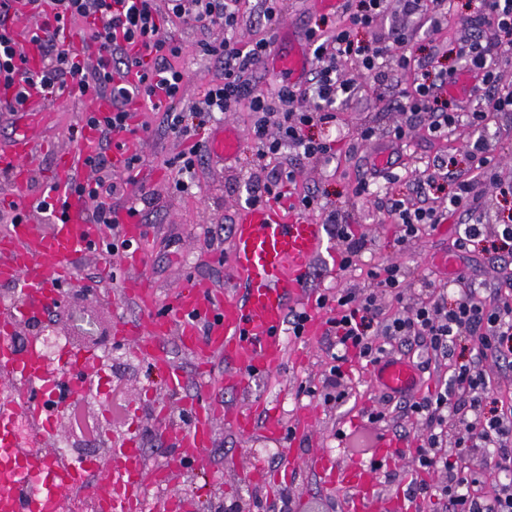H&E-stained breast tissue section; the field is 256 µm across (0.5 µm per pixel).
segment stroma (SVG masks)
I'll return each instance as SVG.
<instances>
[{"mask_svg": "<svg viewBox=\"0 0 512 512\" xmlns=\"http://www.w3.org/2000/svg\"><path fill=\"white\" fill-rule=\"evenodd\" d=\"M475 0H452L448 23L435 40H419L414 48L418 56H427L438 49L440 62L449 67L456 61L455 52L464 31L458 16L473 14ZM84 103L63 101L52 105V123L39 135L40 152L33 168V188L42 190L46 175L53 168L57 152L74 145L72 130L77 125ZM150 131L142 140L145 162L140 177L150 204L145 210L146 235L140 244L147 255L143 274L155 289L160 303H169L173 290L182 278L191 277L207 282L215 291H223L228 261L218 253L207 250L208 235L228 239L237 212L245 205L247 181L243 175L251 164L253 144L249 136L250 116L246 109L226 113L224 123L233 125L241 135L239 151L233 159L221 162L209 158L196 173L195 193L177 195L172 190V172L165 162L183 148L182 142L160 127L156 114H148ZM344 136H352L363 124L375 126L378 134H386L389 127L400 121L401 115L390 110L386 103L377 101L375 89L369 88L356 98L341 115ZM468 137L466 129L449 133L447 139L432 140L424 127H416L408 139L403 154L392 157L391 178L376 176L372 162L374 143H366L354 152L328 167L303 165L296 185L290 193L320 190L324 203L350 209L352 220L361 232L372 239L371 250L364 253L359 266L340 271L336 266V241L326 238L322 253L311 267L309 284L312 294L326 293L349 285L362 284L367 270L374 264L394 259L403 262L411 272L428 274L437 282L446 284L449 297L461 290L455 278L462 269H469L477 283L495 287L512 281V258L499 254H461L455 246L457 226L462 213L450 215L446 223L423 239L398 247L393 243L390 219L384 210L365 200H353L352 187L358 179L372 178L377 198L392 195H413L427 164L435 158H453L457 176H465L469 163L461 147ZM130 274L127 266H118L115 272H106L91 256L75 261V279L71 285L78 294V308L93 311L98 318L96 336L89 339L96 351L111 348L112 359L105 366V374L112 382V396L122 404L119 416L112 419V431L126 434L132 420H139L140 446L152 462L162 463L172 457L173 450L161 434L166 423L187 424L189 417L177 397L166 396L160 380L151 374L145 363L138 360L127 346L118 341L113 329L122 319L137 320L140 310L120 294L119 280ZM328 340L320 336H289L288 356L283 368L255 385L257 397L277 402L285 418L301 413L311 414V435L289 441L287 450H279L276 443L254 437L245 439L226 425H219L213 448L208 449L206 468H188L179 486L180 492L195 501L196 512H224L227 505H237L239 512H279L280 501L267 497L259 485L244 481L240 468L251 461H260L270 470L282 466L284 452L296 459L332 449L336 446L337 430H351L362 409L376 406L381 397L371 384L368 370L356 361L349 362L352 399L342 407L324 404L307 396L305 387L319 384L325 372ZM158 401L167 402L166 418H159L154 410ZM289 512H342L339 496L334 490L322 488L311 471H297L288 489Z\"/></svg>", "mask_w": 512, "mask_h": 512, "instance_id": "35a3bbf8", "label": "stroma"}]
</instances>
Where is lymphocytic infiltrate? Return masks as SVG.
<instances>
[{"label":"lymphocytic infiltrate","instance_id":"1","mask_svg":"<svg viewBox=\"0 0 512 512\" xmlns=\"http://www.w3.org/2000/svg\"><path fill=\"white\" fill-rule=\"evenodd\" d=\"M247 2L168 0L163 12L157 0H54V14L45 18L34 36L41 66L32 70L13 42L16 0H0V82L22 86L36 80L55 87L62 99L88 105L83 125L96 133L98 149L88 162L90 177L76 182L74 189L90 203L93 223L106 228L103 247L110 257L120 259L131 249L116 213L119 200L130 197L128 188L137 182L143 156L133 153L118 166L112 150L123 137L149 129L148 123H133L135 102H142L144 111L161 113L165 131L188 144L166 163L175 173L173 184L180 193L191 190L202 161L201 129L218 115L246 108L253 117L250 138L255 161L268 177L261 188L249 191L245 202L279 203L286 196L285 186L296 182L302 163L328 164L342 155L344 144L326 131L335 127L341 106L356 98L360 79H373L380 88L393 69L411 75L412 80L390 103L402 116L387 132L391 140H407L420 125L437 139L460 124L470 130L464 144L470 175L457 182L447 204L429 197L445 175L448 164L444 161L418 182L415 198H389L395 242L402 245L419 239L443 223L448 213L463 208L469 219L459 227L458 251L491 249L512 256V219L503 218L494 231H487L479 205L487 182L496 183L500 195H512V183L498 180L501 159L485 138L497 113L512 111V86L502 84L498 65L500 58L512 55V0H480L478 10L465 20L472 34L457 48L458 69L442 72L435 80L427 61L413 51L414 30L394 25L386 37L373 36L388 0H342L341 12L331 24L318 23L304 30L310 52L305 79L267 90L252 85L248 76L263 66L274 43L284 0H262L257 16L260 33L245 43L236 32ZM76 22L81 25L82 40L93 51L92 64L77 60L60 45L61 35ZM180 28L198 32V53L221 65L220 75L203 98L189 105L184 102L185 45L175 35ZM215 29L223 30L222 39L211 38ZM462 71L473 76L472 92L484 99V107L466 112L444 94V87ZM100 96L110 100L109 111L93 108ZM288 149L294 150L298 162L285 167L280 156ZM292 205L320 211L339 244V270L358 265L370 242L357 233L348 210L323 209L316 191L297 195ZM409 276L403 264L388 260L367 270L363 286L316 297L317 309L328 314L325 333L334 339L332 363L322 380L324 398L339 405L349 400L343 365L352 358L373 366L396 350L417 346L426 355L419 369H426L431 361L446 362L448 378L440 387L424 394L382 396L367 419L384 420L387 406L393 404L416 421L419 433L413 459L420 471L434 475L435 480L416 482L413 495L439 494L448 512H512V484L487 491L486 475L467 465L469 456L488 453L496 470L512 473V406L498 400L483 368L490 358L512 363V289L484 291L473 286L470 274L463 271L457 280L466 289L452 299L447 289L435 287L423 276L418 280L419 298L412 303L405 297ZM465 340L472 344L466 357L457 352ZM450 443L458 450L453 462L444 454Z\"/></svg>","mask_w":512,"mask_h":512}]
</instances>
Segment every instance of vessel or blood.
Instances as JSON below:
<instances>
[{
    "label": "vessel or blood",
    "mask_w": 512,
    "mask_h": 512,
    "mask_svg": "<svg viewBox=\"0 0 512 512\" xmlns=\"http://www.w3.org/2000/svg\"><path fill=\"white\" fill-rule=\"evenodd\" d=\"M34 25V20L25 19L17 30L33 70L40 65L29 41ZM308 59V46L303 43L288 53L273 51L267 68L295 82L307 70ZM29 92L23 127L9 151L0 153V169H9L12 199L23 214L21 223L0 236V281L17 288L16 300L0 306V512H62L70 495L88 487L94 490L99 512H142L147 483L166 486L184 463L206 465V451L214 443L218 422H226L245 438L259 432L265 439L278 440L289 431L275 406L252 396L251 383L278 372L285 362L287 309L307 297V275L322 252L326 227L282 204L243 208L231 238L228 272L232 287L219 294L203 281H185L163 309L158 308L155 292L141 273L144 255L131 253L126 264L133 274L124 283L123 293L137 304L144 320L119 321L117 337L174 393L185 388L186 375L167 352L168 337H175L182 351L196 361L199 374H208L213 359H223L225 387L245 395L247 401L231 406L210 396L184 397L182 403L192 420L168 432L177 455L164 469L148 468L133 433L114 451L111 463L71 468L51 461L47 448L65 404L52 402L44 392L50 387L62 393L64 383L58 375L62 367L79 372L82 382L95 380L98 357L69 347L54 368L35 344L17 348L14 333L19 324L40 320L54 307L62 285L74 278V257L94 252L102 230L89 223L85 201L72 190L84 159L96 151V139L89 131L79 135L72 151L58 156L47 182L52 222L47 228L38 227V201L29 195L28 187L36 133L48 117L51 94L38 85ZM238 146L239 136L229 126L208 141L210 153L222 160L234 157ZM371 380L391 394L410 392L419 385L415 367L399 358L377 365ZM23 419L40 424L38 435L23 438L16 434L15 427ZM405 445L404 439L382 434L372 438L369 459L355 466H342L327 450L305 459L304 464L317 473L324 487L342 492L344 512H370L381 471L392 465L395 449ZM294 472L288 465L275 472L253 466L246 476L274 495L287 486Z\"/></svg>",
    "instance_id": "1"
}]
</instances>
